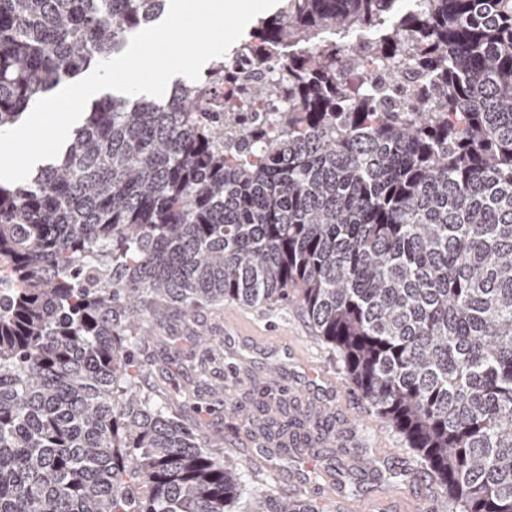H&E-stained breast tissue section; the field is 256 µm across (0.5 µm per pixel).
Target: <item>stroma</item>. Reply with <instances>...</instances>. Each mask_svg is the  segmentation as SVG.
Here are the masks:
<instances>
[{
  "label": "stroma",
  "instance_id": "stroma-1",
  "mask_svg": "<svg viewBox=\"0 0 512 512\" xmlns=\"http://www.w3.org/2000/svg\"><path fill=\"white\" fill-rule=\"evenodd\" d=\"M234 316V323L228 325L223 311L211 306L189 316L173 310L163 339L146 350L156 375L167 377L169 391L198 388L203 409L189 412L188 417L208 444L218 445L236 463L253 469L258 488L292 497L298 491L290 472L324 469L344 497L318 495L322 512H332L346 501L360 503L363 512H377L380 501L393 489L416 493L422 512H448L447 497L413 487L410 475L420 470L419 457L348 384L338 353L316 335L296 303L263 308L238 305ZM201 332L209 336V345L197 342ZM256 381L271 386L283 399L300 398L303 410L330 414L333 429H351L344 445L353 454L385 472L405 471L406 479L390 488L374 481L367 470L335 471L336 454L329 448L313 457L287 453L282 462L285 473L277 475L270 461L253 449L264 436L254 406ZM228 397L234 400L235 410L225 409Z\"/></svg>",
  "mask_w": 512,
  "mask_h": 512
}]
</instances>
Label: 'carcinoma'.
Instances as JSON below:
<instances>
[{
    "label": "carcinoma",
    "mask_w": 512,
    "mask_h": 512,
    "mask_svg": "<svg viewBox=\"0 0 512 512\" xmlns=\"http://www.w3.org/2000/svg\"><path fill=\"white\" fill-rule=\"evenodd\" d=\"M284 0L278 135L232 163L206 83L96 100L0 184V512H317L203 446L144 319L295 301L453 512H512V0ZM167 0H0V129ZM367 30L365 51L324 35ZM258 407L284 404L257 388ZM327 438L293 412L277 436Z\"/></svg>",
    "instance_id": "1"
}]
</instances>
